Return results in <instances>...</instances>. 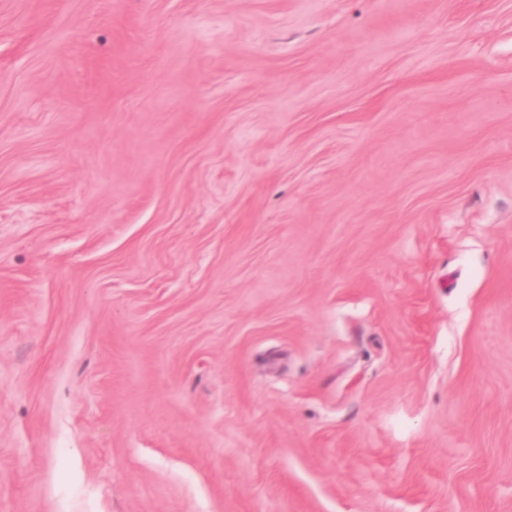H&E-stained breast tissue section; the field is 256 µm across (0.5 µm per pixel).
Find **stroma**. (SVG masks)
Wrapping results in <instances>:
<instances>
[{
	"label": "stroma",
	"instance_id": "obj_1",
	"mask_svg": "<svg viewBox=\"0 0 512 512\" xmlns=\"http://www.w3.org/2000/svg\"><path fill=\"white\" fill-rule=\"evenodd\" d=\"M0 512H512V0H0Z\"/></svg>",
	"mask_w": 512,
	"mask_h": 512
}]
</instances>
